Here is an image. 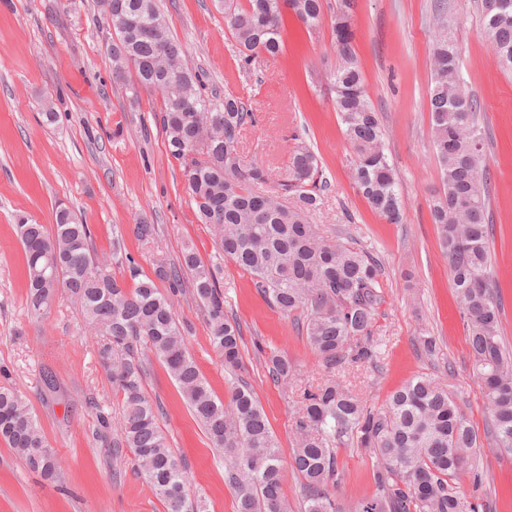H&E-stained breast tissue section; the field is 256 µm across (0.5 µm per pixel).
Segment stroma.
<instances>
[{
  "mask_svg": "<svg viewBox=\"0 0 512 512\" xmlns=\"http://www.w3.org/2000/svg\"><path fill=\"white\" fill-rule=\"evenodd\" d=\"M432 3L355 2L358 58L401 195L403 220L391 224L371 210L351 179L355 155L340 129L329 80L338 65L330 20L310 32L289 19L282 55L245 69L215 0H158L189 66L219 91L250 95L256 121L241 134L242 162L263 164L267 186L275 188L294 139L305 140L328 183L311 223L322 236L356 243L381 264L383 300L373 316L381 357L373 365L331 371L293 318L269 307L249 276L224 262V310L243 333L239 376L252 386L282 458L292 453V422L305 388L333 379L380 407L423 373L448 389L480 437L474 474L481 479L461 475L458 491L484 512H512V455L497 452L489 432L448 262L430 218L442 188L428 109ZM448 21L465 89L485 123L494 276L501 287V333L512 350V72L500 65L484 33L480 0H448ZM108 37L96 0H0V384L26 396L61 465L57 479H44L0 441V512H166L138 477L135 455L97 437L98 411L116 416L122 407L98 362L101 339L66 299L43 314L31 313L16 233L23 216L52 227L62 202L89 224L99 255L111 256L113 243H120L148 277L157 260H176L184 244H193L205 260L214 252L210 230L183 190V168L168 153L158 121L161 96L131 93L114 80ZM48 100L59 114L51 127L41 116ZM140 222L155 225L152 240L134 235ZM171 300L204 379L218 399H227L235 376L225 372L209 342L204 306L187 287ZM429 335L437 341L431 354L421 344ZM271 351L295 365L292 378L269 376ZM144 366V392L160 407L158 423L186 469L190 500L204 501L207 512H236L235 495L224 483L223 451L213 447L163 364L149 354ZM47 374L55 391L43 386ZM336 457V498L370 496L374 457L351 445L337 448Z\"/></svg>",
  "mask_w": 512,
  "mask_h": 512,
  "instance_id": "stroma-1",
  "label": "stroma"
}]
</instances>
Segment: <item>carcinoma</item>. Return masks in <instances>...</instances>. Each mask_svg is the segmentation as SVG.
<instances>
[{
    "instance_id": "carcinoma-1",
    "label": "carcinoma",
    "mask_w": 512,
    "mask_h": 512,
    "mask_svg": "<svg viewBox=\"0 0 512 512\" xmlns=\"http://www.w3.org/2000/svg\"><path fill=\"white\" fill-rule=\"evenodd\" d=\"M481 0L484 31L502 65L512 70V7L489 11ZM242 67L282 51L284 10L305 27L322 23L324 0H218ZM112 23L108 50L117 79L132 92L165 86L159 122L170 155L180 162L185 190L203 224L211 227L218 250L205 263L185 246L176 263L159 262L158 279L171 288L189 284L204 306L212 347L224 368L241 365L240 325L224 311L219 274L227 258L244 270L253 288L281 314L303 315L301 331L324 365L375 363L380 345L371 343L372 316L382 302L381 266L368 252L321 236L307 221L326 188L316 154L292 147L288 167L270 193L253 187L267 180L264 165L241 163L235 132L255 122L251 101L239 93H209L201 74L185 62L186 50L174 38L171 20L155 0H98ZM354 0H336L331 19L339 64L332 92L345 139L355 160L352 178L372 210L389 223L401 221L395 171L384 147V130L366 91L354 46ZM448 5L436 0L437 32L432 44V149L442 191L430 209L438 244L459 301L478 379L491 416L497 449L512 455V354L501 334L502 306L493 277L489 244V163L480 106L457 98L460 53L448 36ZM149 22L158 38L139 36L127 19ZM184 144L199 147L192 157ZM18 236L25 255L26 302L32 312L48 309L64 294L85 325L103 332L99 362L122 394L120 438L114 448H129L139 461L137 475L160 498L166 512H206L186 494L187 473L160 430L159 409L143 389L145 368L139 347L149 349L177 383L181 396L215 447L224 450V482L234 491L237 512H288L282 497L283 459L268 418L251 387L240 381L229 401L215 398L189 354L185 330L171 301L130 254L122 259L134 288L101 268L89 225L67 207L55 211L54 232L21 218ZM265 365L273 379L294 371L276 352ZM295 448L290 467L302 478L304 512H467L455 479L468 470L479 436L448 390L425 375L406 381L377 409L334 381L304 392L295 413ZM0 440L34 472L58 475V462L25 396L0 386ZM352 444L377 460L374 493L342 503L337 488L336 448Z\"/></svg>"
}]
</instances>
